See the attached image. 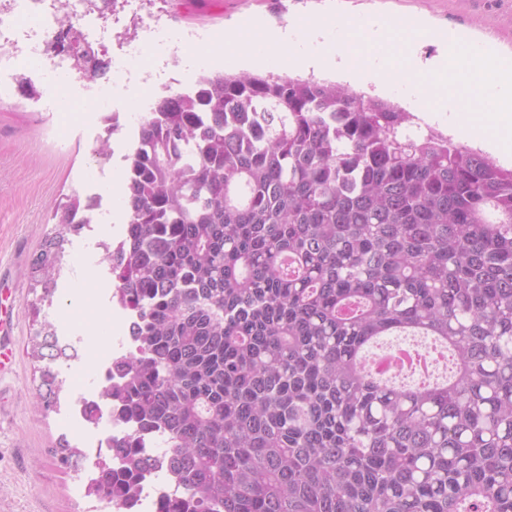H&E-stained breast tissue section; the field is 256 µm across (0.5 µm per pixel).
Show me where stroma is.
<instances>
[{"mask_svg": "<svg viewBox=\"0 0 512 512\" xmlns=\"http://www.w3.org/2000/svg\"><path fill=\"white\" fill-rule=\"evenodd\" d=\"M171 26L210 33L213 52L224 53V33H239L238 51H246L266 33L284 29L282 54L301 60L328 45H346L355 62L373 69L387 61L383 49L392 30L422 20L436 28L470 31L479 44L512 53V0H164ZM337 7L360 34L347 43L345 31L329 39L313 37L310 22ZM0 102V287L12 327L16 352L11 368L0 374V512H112L104 502L86 496L72 468L54 454L65 431L55 412L45 410L37 391L38 364L31 356L33 333L29 307L33 299L26 270L43 240L55 228L53 211L59 200L83 193L100 172H123L122 157L131 145V127L106 134L99 120H74L56 109L55 98L31 111L20 84L8 88ZM114 154L102 162L101 144ZM108 224H95L73 238L65 268L49 305L42 313L58 332L79 335L86 365L66 382L62 400L92 389L95 362L112 351L116 322L112 318L107 282L96 243L111 234ZM105 280L88 291L92 277Z\"/></svg>", "mask_w": 512, "mask_h": 512, "instance_id": "35a3bbf8", "label": "stroma"}]
</instances>
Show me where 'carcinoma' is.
Instances as JSON below:
<instances>
[{
  "label": "carcinoma",
  "instance_id": "obj_1",
  "mask_svg": "<svg viewBox=\"0 0 512 512\" xmlns=\"http://www.w3.org/2000/svg\"><path fill=\"white\" fill-rule=\"evenodd\" d=\"M413 119L273 74L157 98L106 251L137 341L104 392L126 433L86 495L159 466L149 434L177 486L159 512H512V169ZM53 219L27 270L38 361L85 198ZM403 333L448 351L446 379L372 374L363 353ZM38 391L54 410L48 365Z\"/></svg>",
  "mask_w": 512,
  "mask_h": 512
}]
</instances>
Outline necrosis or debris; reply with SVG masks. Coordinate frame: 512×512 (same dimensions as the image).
<instances>
[{
    "label": "necrosis or debris",
    "instance_id": "obj_1",
    "mask_svg": "<svg viewBox=\"0 0 512 512\" xmlns=\"http://www.w3.org/2000/svg\"><path fill=\"white\" fill-rule=\"evenodd\" d=\"M119 0H0V88L15 82L28 83L36 93L49 91L52 85L65 83L74 93V103L95 100L101 112L110 113L113 86L73 66L64 43L79 36L94 51L112 46V17ZM160 13L145 10L137 17L133 36L122 38L116 62L124 74H137L142 93L151 97L163 84L146 69L145 61L158 49H165V66L170 73L181 74L189 48L202 41L201 33L176 31L161 26ZM90 394H80L72 412L59 420L66 430L76 434L83 453L79 472L91 477L104 459L109 437H120L125 428L88 425L84 409ZM169 476L158 468L145 474L135 491L113 512H157V506L169 489Z\"/></svg>",
    "mask_w": 512,
    "mask_h": 512
}]
</instances>
